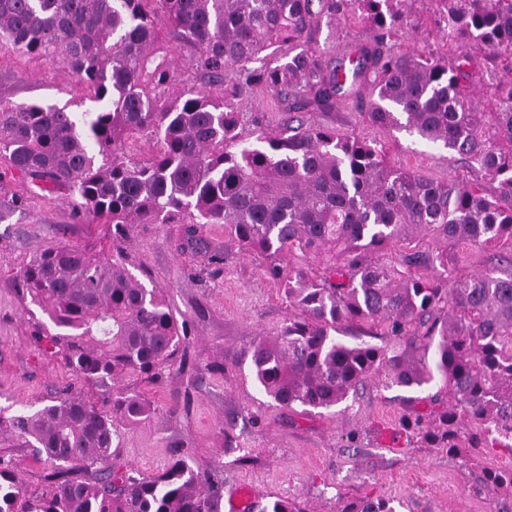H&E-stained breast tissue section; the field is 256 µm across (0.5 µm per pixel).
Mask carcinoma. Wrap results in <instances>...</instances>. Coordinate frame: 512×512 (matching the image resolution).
<instances>
[{
    "label": "carcinoma",
    "mask_w": 512,
    "mask_h": 512,
    "mask_svg": "<svg viewBox=\"0 0 512 512\" xmlns=\"http://www.w3.org/2000/svg\"><path fill=\"white\" fill-rule=\"evenodd\" d=\"M435 2L448 44L482 56L488 112L471 94L473 55L451 65L388 46L412 0H0V48L60 59L96 104L79 119L0 99V155L10 174L78 195L75 217L112 225V257L60 244L20 272L19 286L53 325L39 334L40 350L61 358L96 400L65 392L32 413L0 411V438L51 466L33 490L0 457V512H224L213 465L179 456L144 475L112 463L120 428L157 410L134 384L161 382L187 336L162 290L127 267L131 224H181L185 245L210 263L217 256L197 225L222 224L242 253L265 258L295 310L247 350L275 406L330 409L375 378L386 389L434 383L431 408L403 418L404 431L466 468L497 449L512 453V0ZM347 14L373 36L331 63L308 43L321 21ZM170 40L194 49V84L177 98ZM283 45L279 64L253 66ZM357 84L370 88L371 124L443 145L493 186L422 179L387 162L375 142L301 120L244 131L240 104L257 86L298 110H331ZM136 137L158 152L128 154ZM424 237L435 248L415 243ZM483 246L498 249L504 266L463 272L464 251ZM297 253L329 264L319 276L283 275V258ZM349 324L380 325L404 344H347L336 334ZM475 489L512 498V469L482 468ZM258 512L306 510L276 499ZM339 512L396 509L365 497Z\"/></svg>",
    "instance_id": "cac0c4a2"
}]
</instances>
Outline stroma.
I'll return each mask as SVG.
<instances>
[{"label":"stroma","mask_w":512,"mask_h":512,"mask_svg":"<svg viewBox=\"0 0 512 512\" xmlns=\"http://www.w3.org/2000/svg\"><path fill=\"white\" fill-rule=\"evenodd\" d=\"M436 0H414L398 23L392 45L398 52L455 58L433 25ZM370 28L349 15L335 29L320 27L316 44L337 60L365 43ZM367 89L348 94L333 110L307 111L308 121L378 142L388 162L434 181L477 179V171L443 145L418 140L403 130L384 133L363 121ZM0 98L16 103L45 101L75 110L80 98L67 70L52 58L0 50ZM246 128H279L289 117L264 88L243 98ZM15 196L27 207L12 211ZM76 200L51 194L29 181H0V409L32 412L62 389L84 391L83 382L57 357L42 355L34 334L47 318L18 285L22 268L38 250L66 243L111 249L112 227L75 220ZM200 232L220 263L205 265L182 252L178 224H133L125 258L145 285L164 289L188 336L176 362L157 384L140 391L157 403L153 416L126 427L117 464L153 475L175 454L202 465L220 463L225 493L250 489L256 499L289 497L307 512H336L338 497H384L398 512H502L493 494L476 492L460 459L419 440L387 441L403 417L426 411L415 391L383 389L371 381L336 408L309 413L280 409L254 385L247 350L260 336H275L287 324L288 305L280 283L263 258L239 252L219 224Z\"/></svg>","instance_id":"1"}]
</instances>
